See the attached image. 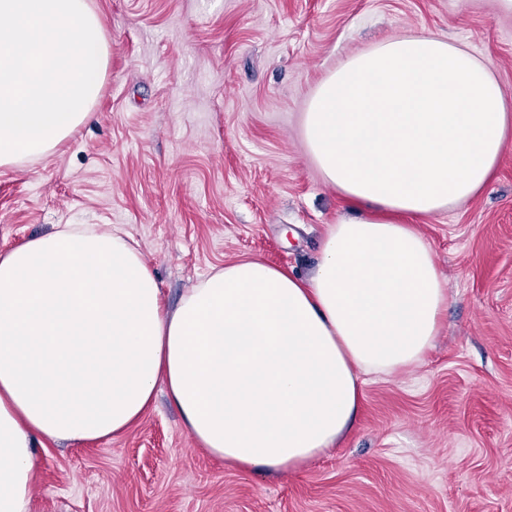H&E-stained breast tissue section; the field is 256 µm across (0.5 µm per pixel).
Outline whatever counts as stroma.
I'll return each mask as SVG.
<instances>
[{
	"label": "stroma",
	"instance_id": "1",
	"mask_svg": "<svg viewBox=\"0 0 512 512\" xmlns=\"http://www.w3.org/2000/svg\"><path fill=\"white\" fill-rule=\"evenodd\" d=\"M109 47L89 122L0 167V252L58 224L119 225L168 305L214 266L309 275L345 213L302 115L346 57L422 30L490 61L512 96L498 0H94ZM448 310L410 372L363 388L352 431L297 473L241 472L165 394L123 435L41 454L28 512H512V141L493 181L414 221Z\"/></svg>",
	"mask_w": 512,
	"mask_h": 512
}]
</instances>
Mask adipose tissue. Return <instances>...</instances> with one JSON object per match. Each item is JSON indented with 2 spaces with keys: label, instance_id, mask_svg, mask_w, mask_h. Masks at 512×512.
<instances>
[{
  "label": "adipose tissue",
  "instance_id": "1",
  "mask_svg": "<svg viewBox=\"0 0 512 512\" xmlns=\"http://www.w3.org/2000/svg\"><path fill=\"white\" fill-rule=\"evenodd\" d=\"M108 56L91 0H0V166L90 119ZM302 136L353 213L310 277L245 259L170 311L121 227L62 224L0 254V512H28L38 449L126 432L157 389L212 457L297 471L352 428L365 375L425 360L448 290L411 221L491 182L512 100L465 45L420 31L338 64Z\"/></svg>",
  "mask_w": 512,
  "mask_h": 512
}]
</instances>
